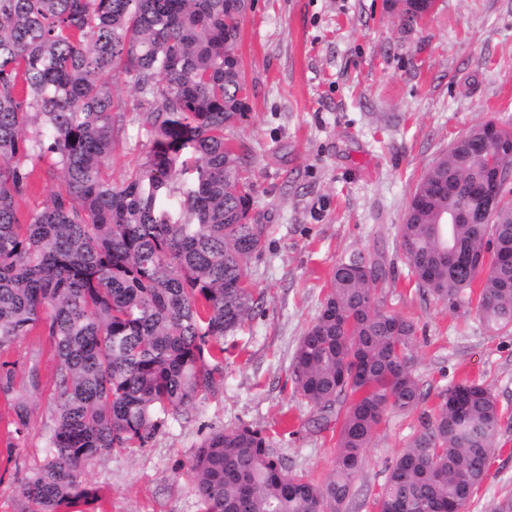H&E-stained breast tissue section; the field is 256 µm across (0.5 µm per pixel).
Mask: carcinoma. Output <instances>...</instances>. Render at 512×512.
<instances>
[{
	"instance_id": "carcinoma-1",
	"label": "carcinoma",
	"mask_w": 512,
	"mask_h": 512,
	"mask_svg": "<svg viewBox=\"0 0 512 512\" xmlns=\"http://www.w3.org/2000/svg\"><path fill=\"white\" fill-rule=\"evenodd\" d=\"M244 0H0V355L38 330L56 358L42 464L20 479L24 512L99 500L97 459L142 448L223 377L224 336L251 310L247 262L264 246L250 217L245 158L224 131L248 115L236 42ZM134 76L135 121L150 150L120 187L105 168L123 126L114 78ZM35 135L29 136V128ZM512 128L493 121L423 174L399 225L409 274L494 333L512 330V204L481 189ZM56 157L58 189L27 218L32 156ZM451 211L461 224L445 223ZM493 247L494 263L471 255ZM338 264L292 362L294 392L317 424L336 421L323 482L288 468L262 430L206 435L188 475L206 512H345L384 414L423 401L415 322L384 309L383 256ZM477 297H472L474 283ZM0 362L13 438L34 408ZM389 469L377 512H464L489 475L502 420L476 382L441 392Z\"/></svg>"
}]
</instances>
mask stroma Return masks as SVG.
I'll return each mask as SVG.
<instances>
[{
    "label": "stroma",
    "instance_id": "stroma-1",
    "mask_svg": "<svg viewBox=\"0 0 512 512\" xmlns=\"http://www.w3.org/2000/svg\"><path fill=\"white\" fill-rule=\"evenodd\" d=\"M238 54L248 89L246 119L225 132L244 154L253 213L266 226L264 251L247 264L253 308L224 338V379L202 393L189 419L169 420L145 447L94 461L85 479L100 499L79 512H204L187 474L208 433L239 425L269 436L289 473L324 481L335 429L293 392L292 359L317 316L333 268L382 254L391 277L386 311L418 325L414 370L425 398L449 384L488 387L503 413L488 478L466 512H494L512 494V331L480 320L419 288L407 275L398 227L414 188L457 138L494 120L512 125V0H436L404 21L386 0H252ZM150 147L126 123L107 172L121 185ZM17 386L37 364L38 415L13 438V410L0 396V512H22L16 474L37 467L51 425L53 350L29 336L5 355ZM417 417L388 411L367 448L349 512H376L388 468L415 434Z\"/></svg>",
    "mask_w": 512,
    "mask_h": 512
}]
</instances>
